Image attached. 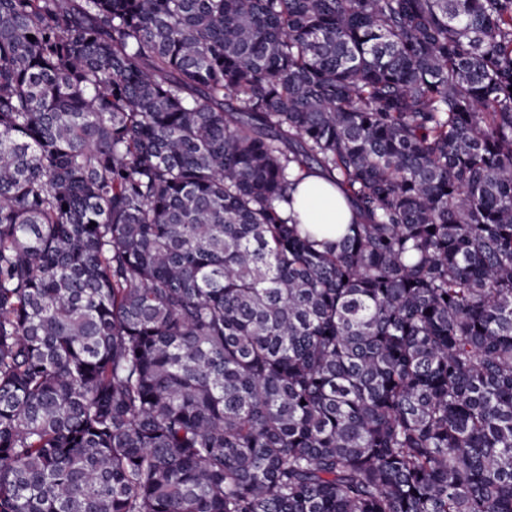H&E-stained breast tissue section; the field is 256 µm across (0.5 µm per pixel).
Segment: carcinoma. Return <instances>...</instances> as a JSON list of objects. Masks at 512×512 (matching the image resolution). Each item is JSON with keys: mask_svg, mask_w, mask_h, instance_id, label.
Wrapping results in <instances>:
<instances>
[{"mask_svg": "<svg viewBox=\"0 0 512 512\" xmlns=\"http://www.w3.org/2000/svg\"><path fill=\"white\" fill-rule=\"evenodd\" d=\"M0 512H512V0H0ZM293 197L299 220L311 228L319 242L336 241L351 221L345 199L320 170L309 173L296 186Z\"/></svg>", "mask_w": 512, "mask_h": 512, "instance_id": "obj_1", "label": "carcinoma"}]
</instances>
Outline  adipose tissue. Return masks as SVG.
Listing matches in <instances>:
<instances>
[{
	"instance_id": "adipose-tissue-1",
	"label": "adipose tissue",
	"mask_w": 512,
	"mask_h": 512,
	"mask_svg": "<svg viewBox=\"0 0 512 512\" xmlns=\"http://www.w3.org/2000/svg\"><path fill=\"white\" fill-rule=\"evenodd\" d=\"M293 197L295 212L311 228L317 241H335L351 221L345 199L321 171L309 173L296 186Z\"/></svg>"
}]
</instances>
